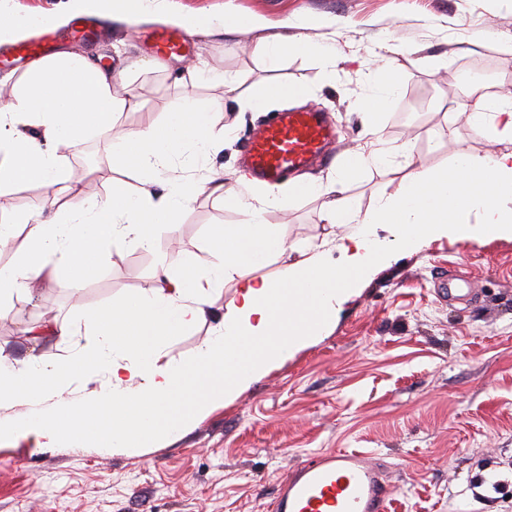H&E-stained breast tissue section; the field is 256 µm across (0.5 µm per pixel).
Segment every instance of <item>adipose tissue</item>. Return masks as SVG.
Wrapping results in <instances>:
<instances>
[{
	"label": "adipose tissue",
	"instance_id": "obj_1",
	"mask_svg": "<svg viewBox=\"0 0 512 512\" xmlns=\"http://www.w3.org/2000/svg\"><path fill=\"white\" fill-rule=\"evenodd\" d=\"M161 0H65L61 11L41 17L0 5V40L22 38L31 27L67 23L96 15L135 23L156 14ZM168 19L187 34H221L242 27L258 31V20L225 14L172 13ZM248 52L277 63L309 53L331 64V47L296 34L262 37ZM116 76L85 57L59 52L32 61L7 97H0V186L22 192L34 183L66 178L62 149L81 150L91 131H112V116L136 103L133 91L115 95ZM474 131L490 142L512 140V96H490L483 87L468 93ZM215 144L208 107L184 100L162 121L122 135L112 162L155 180L174 158L186 157L190 176L170 181L164 195L150 189L129 193L113 182L109 194L78 197L58 205L53 218L43 206L19 212L0 224V247L16 246L13 264L0 267V310L13 297L30 293L43 276L59 277L79 291L85 274L97 270L107 246L117 241L149 248L160 226H173L201 192L216 195L239 215L217 226L207 251V272L190 263L160 260L159 288L94 309L76 308L73 324L49 321L32 327L40 336L86 334L93 346L76 347L71 358L53 364L38 356L15 360L0 354V444L25 440L44 450L78 451L94 435L101 451H117L143 437L178 435L192 420L218 404L237 399L286 358L319 341L356 295L368 274L389 263L396 250H412L447 237L512 238V152L480 154L460 147L450 166L420 164L365 209L348 194L351 173L386 164L385 151L372 148L343 160L327 184L303 174L293 180L324 197L322 219L336 232L321 243L302 245L267 224L266 211L286 203L275 185L226 188L224 176L202 163ZM338 261H331V254ZM280 262L276 278L259 269ZM317 282L318 291L307 288ZM233 293L219 316L215 297L225 285ZM287 313H280V299ZM214 317L210 336L188 360L168 357L164 339ZM107 376L110 384L89 402L82 388Z\"/></svg>",
	"mask_w": 512,
	"mask_h": 512
}]
</instances>
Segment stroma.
Listing matches in <instances>:
<instances>
[{
  "label": "stroma",
  "instance_id": "obj_1",
  "mask_svg": "<svg viewBox=\"0 0 512 512\" xmlns=\"http://www.w3.org/2000/svg\"><path fill=\"white\" fill-rule=\"evenodd\" d=\"M181 13H232L257 18L263 34L280 33L285 20L310 23V35L334 44L337 61L322 69L304 54L272 67L241 44L253 32L189 37L184 56L157 58L155 20L113 22L96 43L73 39L63 25L56 51L78 53L106 66L138 62L127 78L143 106L115 115L135 129L162 119L182 97L208 104L226 141L211 155L225 186L245 173L244 148L272 110L240 112L226 99L222 77L249 95L263 85L306 89L300 108L325 112L339 135L305 174L327 178L347 154L367 149L369 124L392 153L383 168H364L349 181L356 206L369 207L418 162H451L459 145L485 154L512 150L488 143L471 125L461 101L471 84L512 86V0H168ZM494 44H483L484 35ZM407 47L393 68L406 80L388 94L377 115L364 101L378 87L379 41ZM65 182L0 193L9 209L34 199L108 194L113 179L138 191L141 175L112 166V140L93 132L82 155L66 156ZM322 201L291 197L268 209L267 223L301 242L321 239L329 227ZM237 214L201 193L174 229L159 228L152 250L109 248L98 274L72 295L53 280L36 284L0 315V346L22 359L31 348L26 327L44 310L70 321L76 305L118 302L159 285L158 255L175 266L206 269L207 238ZM463 277L472 301L446 296L450 278ZM72 340L51 336L37 350L65 362ZM336 449L371 451L387 466V512H512V238H449L397 254L361 284L334 328L288 357L234 402L218 408L174 438L119 453L88 445L33 451L26 442L0 446V512H271L280 483L311 455Z\"/></svg>",
  "mask_w": 512,
  "mask_h": 512
}]
</instances>
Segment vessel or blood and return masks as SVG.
<instances>
[{"mask_svg":"<svg viewBox=\"0 0 512 512\" xmlns=\"http://www.w3.org/2000/svg\"><path fill=\"white\" fill-rule=\"evenodd\" d=\"M187 48L181 35L160 30L156 53L178 55ZM337 132L324 113L281 112L263 124L246 147L252 176L276 183L290 169L319 157ZM390 498L380 465L358 450L320 452L297 467L278 490L275 512H385Z\"/></svg>","mask_w":512,"mask_h":512,"instance_id":"obj_1","label":"vessel or blood"}]
</instances>
